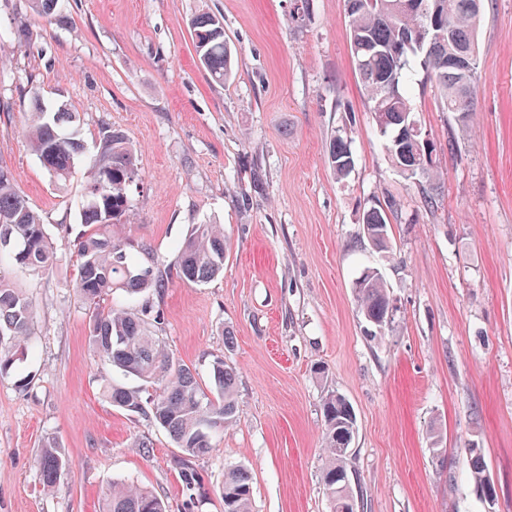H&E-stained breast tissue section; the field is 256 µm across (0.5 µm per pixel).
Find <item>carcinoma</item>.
<instances>
[{
    "label": "carcinoma",
    "instance_id": "cac0c4a2",
    "mask_svg": "<svg viewBox=\"0 0 512 512\" xmlns=\"http://www.w3.org/2000/svg\"><path fill=\"white\" fill-rule=\"evenodd\" d=\"M467 0H423L425 11L438 14L441 29L436 35H422L424 14L405 7L404 0H347L350 18V47L356 72L366 91L376 132L392 164L406 178L418 181L424 202L430 208L441 180L437 159L426 157L422 138L410 124L422 128L415 116L408 73L420 68L426 80L440 91L438 111L457 114L466 125L472 112L476 71L460 78L448 67V57L468 46L476 50V30L480 14L466 6ZM192 39L200 64L210 78L224 83L232 73V54L224 40V23L216 15L201 11L191 22ZM76 115L65 107L48 112L35 107L25 138L48 174L65 181L72 174L82 149ZM329 158L336 177L348 175L353 156L348 138L337 135L330 142ZM138 178L134 145L117 129L104 132L95 158L92 176L81 200V217L93 230L78 243V275L73 288L91 310L88 343L102 362L142 380L152 389L147 398L143 390L111 385L107 389L112 405L141 412L149 404L150 417L164 428L180 450L177 465L183 486L190 493L201 491L195 461L211 455L212 432L233 422L236 415L234 392L236 373L217 357L211 367V387L206 390L196 372L171 356L165 344L151 331L152 310L128 312L115 306L104 307L112 290L129 294L146 290L157 293L168 287L169 279L160 269L150 270L134 260L127 244L112 237L109 228L126 218L130 210V185ZM400 201L389 199L375 204L364 215V231L372 243L386 246L390 220L398 216ZM17 243L14 251L0 253V266L7 261L32 274L46 271L54 262L45 224L28 200L16 189L12 174L0 168V237ZM227 241L224 231L213 224H198L178 247L177 276L189 283L210 280L224 271ZM358 311L367 324L378 329L393 324L388 318L392 300L375 271L366 270L353 284ZM33 320L29 297L0 277V374L24 350ZM325 422L327 460L322 483L331 503V512H354L347 506L354 501L353 488L344 479L353 475L349 465L356 432V415L349 400L338 392L326 394L322 403ZM468 468L484 500L493 504L494 484L487 479L484 455L468 449ZM71 463L52 441L41 449L40 479L48 491L63 482ZM224 512H251L252 477L237 466L224 473L222 487ZM102 512H167L165 503L152 492L112 487L104 498Z\"/></svg>",
    "mask_w": 512,
    "mask_h": 512
}]
</instances>
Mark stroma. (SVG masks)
<instances>
[{
    "label": "stroma",
    "mask_w": 512,
    "mask_h": 512,
    "mask_svg": "<svg viewBox=\"0 0 512 512\" xmlns=\"http://www.w3.org/2000/svg\"><path fill=\"white\" fill-rule=\"evenodd\" d=\"M224 21L234 73L218 85L200 65L190 22ZM25 40L9 39L16 26ZM479 73L466 131L412 77L413 103L436 141V209L393 168L377 136L350 50L345 0H63L59 18L29 0H0V167L42 216L55 263L43 274L0 267L33 304L29 354L0 375V512H100L115 484L185 512L178 448L148 415L112 405L106 385L139 381L97 359L89 310L73 289L86 226V156L106 128L138 151L130 216L115 238L146 242L168 273L163 293H117L151 306L152 331L210 387L224 356L236 371V423L196 461L204 484L192 512H224V472L245 465L253 512H331L321 400L342 393L357 417L351 466L359 512H512V0H484ZM39 95H32V87ZM76 114L85 158L54 181L24 128L35 98ZM351 140L337 180L331 138ZM457 138L449 153V138ZM395 197L390 252L363 214ZM198 224L223 229V272L178 278L177 245ZM386 279L395 323L370 336L353 283ZM55 441L71 462L44 490L38 456ZM150 444L142 453L138 442ZM480 448L497 499L487 505L466 456Z\"/></svg>",
    "instance_id": "stroma-1"
}]
</instances>
